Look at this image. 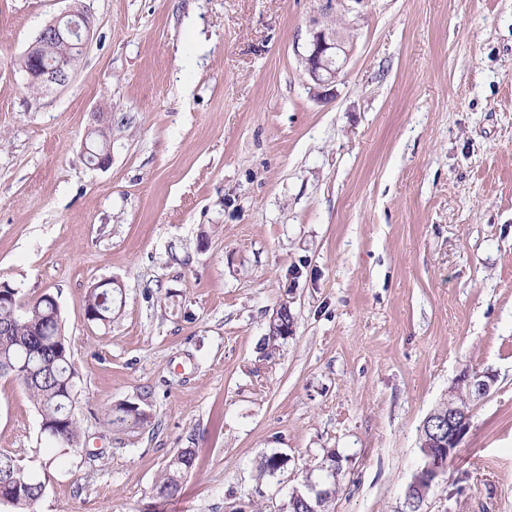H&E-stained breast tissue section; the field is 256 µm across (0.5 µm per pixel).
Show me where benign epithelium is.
I'll list each match as a JSON object with an SVG mask.
<instances>
[{
    "label": "benign epithelium",
    "instance_id": "benign-epithelium-1",
    "mask_svg": "<svg viewBox=\"0 0 512 512\" xmlns=\"http://www.w3.org/2000/svg\"><path fill=\"white\" fill-rule=\"evenodd\" d=\"M92 25L87 9L79 7L62 14L47 24L24 54V70L28 83L41 87H65L72 78L77 54L86 49ZM70 42L75 55H62L50 65L41 66L54 44ZM350 50L343 33L335 27L312 31L304 56L309 78L321 89V94L335 86L336 79L347 64ZM495 383L489 372L462 370L451 388L481 396ZM470 409L453 399L440 403L425 419L420 429L423 465L413 475L408 486L405 505L411 507L424 501L436 480L447 473L448 460L453 458L469 427Z\"/></svg>",
    "mask_w": 512,
    "mask_h": 512
}]
</instances>
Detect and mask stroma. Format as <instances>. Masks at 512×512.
Segmentation results:
<instances>
[{
	"label": "stroma",
	"instance_id": "1",
	"mask_svg": "<svg viewBox=\"0 0 512 512\" xmlns=\"http://www.w3.org/2000/svg\"><path fill=\"white\" fill-rule=\"evenodd\" d=\"M83 3L93 36L46 92L22 59L71 0H0V283L57 300L81 431L48 444L0 377V452L46 480L34 512H287L332 449L329 512H403L465 368L496 381L420 512H512V0ZM323 26L353 44L327 98L303 63ZM104 280L122 306L87 321ZM121 402L147 423L109 426ZM196 459L195 450L182 448L168 462L162 480L156 486L158 495L168 499L176 496L181 491V480L193 467Z\"/></svg>",
	"mask_w": 512,
	"mask_h": 512
}]
</instances>
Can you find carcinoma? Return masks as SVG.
<instances>
[{"label": "carcinoma", "instance_id": "obj_1", "mask_svg": "<svg viewBox=\"0 0 512 512\" xmlns=\"http://www.w3.org/2000/svg\"><path fill=\"white\" fill-rule=\"evenodd\" d=\"M114 288L91 289L84 308L91 322H105L115 312L117 297ZM292 323L288 308L271 321L267 340L281 338L282 326ZM35 369L26 380V368ZM12 375L23 381L39 409L40 418L53 424V431L44 435L54 445L69 448L79 441V426L72 413L75 370L69 345L62 335L60 311L56 299L43 294L27 304L11 298L10 285L0 286V376ZM109 423L129 430L142 425L147 415L127 403H119L108 413ZM195 450L183 448L165 468L156 486L158 495L168 499L181 491V480L193 467ZM45 481L25 474L17 459L0 453V497L9 500L12 512H31L43 496Z\"/></svg>", "mask_w": 512, "mask_h": 512}]
</instances>
